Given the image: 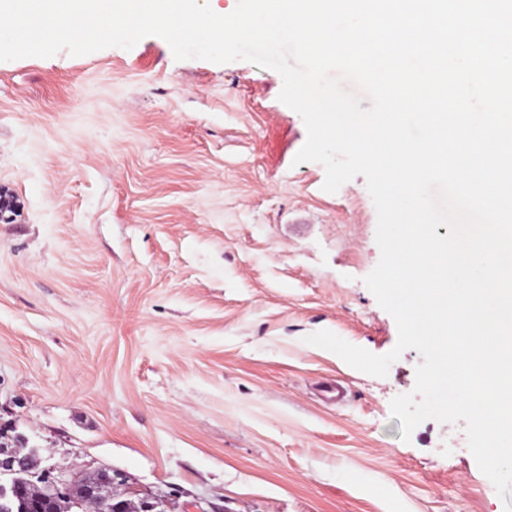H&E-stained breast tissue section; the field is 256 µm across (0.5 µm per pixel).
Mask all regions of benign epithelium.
<instances>
[{"label":"benign epithelium","mask_w":512,"mask_h":512,"mask_svg":"<svg viewBox=\"0 0 512 512\" xmlns=\"http://www.w3.org/2000/svg\"><path fill=\"white\" fill-rule=\"evenodd\" d=\"M41 463L38 451L21 456L13 449L0 447V512H31L27 485L20 475L27 468H37ZM49 495L42 497L38 512H130V502L114 501L107 491L117 475L108 470L98 472V479L90 481L78 475L53 476L41 471ZM139 497L138 512H161L166 502L158 497L139 496V490L129 491Z\"/></svg>","instance_id":"1"}]
</instances>
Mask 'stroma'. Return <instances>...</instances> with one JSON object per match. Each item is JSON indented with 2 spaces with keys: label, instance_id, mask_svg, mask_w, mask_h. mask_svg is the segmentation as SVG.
<instances>
[{
  "label": "stroma",
  "instance_id": "obj_1",
  "mask_svg": "<svg viewBox=\"0 0 512 512\" xmlns=\"http://www.w3.org/2000/svg\"><path fill=\"white\" fill-rule=\"evenodd\" d=\"M279 73L132 49L0 61V431L170 512H506L464 422L391 415L364 177L324 191Z\"/></svg>",
  "mask_w": 512,
  "mask_h": 512
}]
</instances>
